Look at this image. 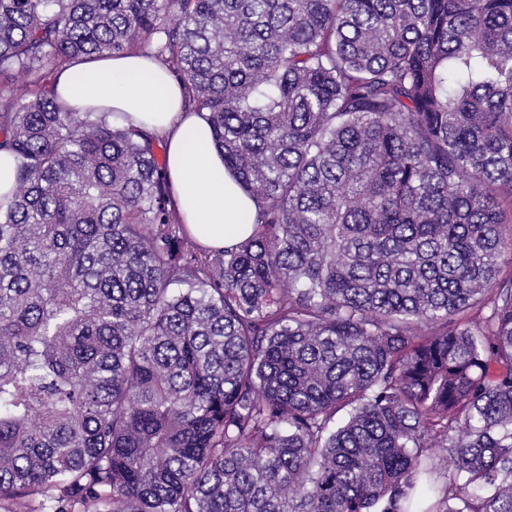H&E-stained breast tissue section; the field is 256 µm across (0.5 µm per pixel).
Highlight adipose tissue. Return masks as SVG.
<instances>
[{"mask_svg":"<svg viewBox=\"0 0 512 512\" xmlns=\"http://www.w3.org/2000/svg\"><path fill=\"white\" fill-rule=\"evenodd\" d=\"M53 90L76 111L123 113L165 138L172 196L201 243L221 248L250 234L241 216L252 209L251 199L225 170L208 124L183 111L181 83L154 59H88L62 70Z\"/></svg>","mask_w":512,"mask_h":512,"instance_id":"1","label":"adipose tissue"}]
</instances>
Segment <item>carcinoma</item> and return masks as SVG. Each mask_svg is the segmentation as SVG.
Segmentation results:
<instances>
[{"label": "carcinoma", "instance_id": "cac0c4a2", "mask_svg": "<svg viewBox=\"0 0 512 512\" xmlns=\"http://www.w3.org/2000/svg\"><path fill=\"white\" fill-rule=\"evenodd\" d=\"M104 54L178 77L250 238L55 99ZM0 150V512H512V0H0Z\"/></svg>", "mask_w": 512, "mask_h": 512}]
</instances>
